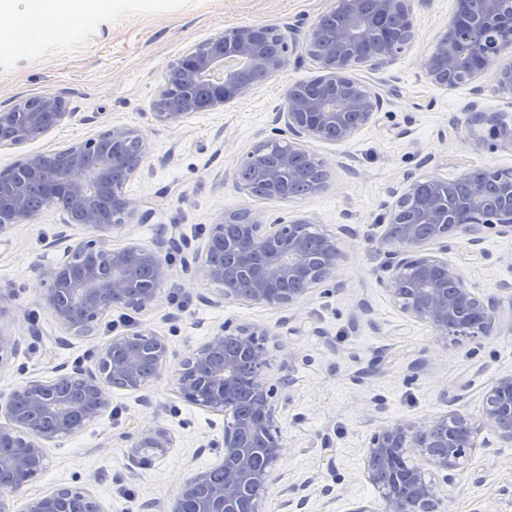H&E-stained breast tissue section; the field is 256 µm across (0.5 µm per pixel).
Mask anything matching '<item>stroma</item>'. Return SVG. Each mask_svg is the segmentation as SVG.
I'll list each match as a JSON object with an SVG mask.
<instances>
[{"mask_svg": "<svg viewBox=\"0 0 512 512\" xmlns=\"http://www.w3.org/2000/svg\"><path fill=\"white\" fill-rule=\"evenodd\" d=\"M333 4L89 0L87 17L69 34L46 41L31 55L0 57V112L53 94L73 113L49 135L1 151L0 167L97 136L114 124L139 129L148 154L125 191L157 206L114 232L111 246L131 241L151 246L174 235L202 244L215 215L241 205L232 173L271 137L286 89L317 76L304 50L306 34ZM454 7L455 0H417L415 46L382 70L358 68L357 77L383 96V107L348 143L307 142L310 154L330 164L323 189L287 200L251 201L265 220L303 216L314 221L315 231L338 235L346 260L336 286L316 289L302 310H270L218 302V285L191 284L177 275L153 309L137 315L112 311L95 335L76 336L59 328L37 297L51 285L46 270L89 231L63 225L59 211L47 208L0 239V292L12 297L4 322L23 340L0 371V393L31 377L49 379L55 367L85 359L104 338L123 333L133 318L165 336L179 355L223 323L267 327L293 352L287 368L272 366L269 378L290 379L277 394L288 403L283 436L290 448L279 470L305 499L303 512H352L358 504L378 503V491L363 473V455L383 424L399 418L423 422L455 409L477 416L488 384L512 375L511 237L484 231L485 255L477 260L463 240L448 253L478 296L499 300L498 335L437 344L427 324L406 320L379 285L388 275V257L377 241L404 174L451 181L472 168L512 169V147L496 140L487 125L457 121L473 99L480 111L512 114V94L495 90L488 73L477 80L481 95L467 86L440 89L417 63L418 53L431 51ZM253 24L293 27L286 66L249 95L195 113L181 126L156 123L153 102L167 64L215 32ZM34 326L40 335H31ZM143 417L156 418L175 440L163 459L147 466L124 437L131 419ZM223 428L222 416L181 398L168 366L143 391L113 390L111 414L83 434L52 444L50 465L29 491L84 485L106 512H165L187 478L219 459L215 443ZM441 491L451 497L452 512H512V447L493 440L461 458L455 481Z\"/></svg>", "mask_w": 512, "mask_h": 512, "instance_id": "obj_1", "label": "stroma"}]
</instances>
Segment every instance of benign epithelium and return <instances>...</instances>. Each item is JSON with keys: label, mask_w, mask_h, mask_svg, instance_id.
Masks as SVG:
<instances>
[{"label": "benign epithelium", "mask_w": 512, "mask_h": 512, "mask_svg": "<svg viewBox=\"0 0 512 512\" xmlns=\"http://www.w3.org/2000/svg\"><path fill=\"white\" fill-rule=\"evenodd\" d=\"M416 0H337V6L311 24L305 44L317 62L319 75L304 84L289 86L275 122L288 143L271 137L252 150L258 161L262 187L269 199L282 197L283 186L294 180L304 142L331 145L350 141L383 105L381 94L354 76L359 66L376 71L388 64L386 49L370 53L368 41L377 36L375 16H397L403 27L397 36L415 41L411 16ZM494 28L501 40L496 53L485 45V30ZM263 25L233 26L186 51L168 64L154 102L155 120L178 127L194 114L193 91L207 82L208 109L250 93L257 83L224 65L237 60L252 73L269 76L287 63L286 35L278 32L276 50L269 49ZM512 58V7L507 0H456L448 24L431 52L420 59L428 81L441 89L472 86L493 71L497 89L512 94V62L496 65L497 58ZM65 100L57 95L30 97L0 113V149L20 146L47 135L72 118ZM465 124L477 119L491 126L503 143L512 145V118L503 112H480L476 102L464 108ZM136 144L147 153L143 133L114 124L94 138L59 149L32 153L0 169V237L18 224L31 221V189L54 207L65 224H80L90 231L66 250L65 260L45 275L52 286L39 301L56 323L79 336L93 334L94 326L115 309L142 312L159 301L161 287L175 271L161 247L130 242L114 249L110 235L148 202L125 195L124 187L137 173L125 147ZM386 232L380 245L392 258L390 274L380 281L404 317L427 324L435 341L446 345L450 336H495L499 326L497 302L484 299L468 287L462 268L446 254L460 238L472 252L483 254L480 232L495 229L512 237V171L474 169L467 191L453 183L407 174L403 190L383 219ZM310 221L263 220L248 206L215 217L203 246L186 242L181 273L221 285L220 298L258 304L269 309L300 307L319 287L336 280L345 261L337 236L305 235ZM21 348V340L0 326V369ZM174 357L165 337L140 323L108 337L89 357L72 367L59 366L49 380L33 377L0 393V475L12 481L0 484V512H104L99 499L86 487L60 485L34 497L26 496L31 482L49 465L48 448L60 439L84 433L112 411V389L139 391L159 376ZM288 365L291 352L271 329L224 324L183 356L176 369L179 394L187 402L224 416L218 467L224 481H210L208 471L187 479L165 512H179L185 496L200 501V512H238L241 499L250 500V512L270 486L284 476L277 464L288 452L282 436L286 406H277L268 371L274 358ZM492 435L512 446V376L494 380L485 390L479 417L457 411L425 422L400 419L383 425L364 453L367 479L379 487L381 507L356 506L352 512H427L449 499L426 479V456L433 469L445 472L444 483L454 480L459 459L488 444ZM131 447L152 463L173 447L167 429L158 422L135 420L127 433ZM24 498V508L16 502Z\"/></svg>", "instance_id": "obj_1"}]
</instances>
